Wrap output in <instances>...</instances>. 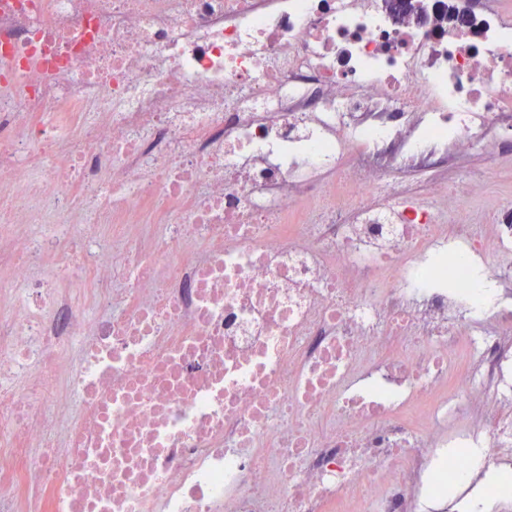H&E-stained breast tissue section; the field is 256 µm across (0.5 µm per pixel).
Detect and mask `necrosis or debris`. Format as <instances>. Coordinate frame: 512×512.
Masks as SVG:
<instances>
[{
  "label": "necrosis or debris",
  "instance_id": "1",
  "mask_svg": "<svg viewBox=\"0 0 512 512\" xmlns=\"http://www.w3.org/2000/svg\"><path fill=\"white\" fill-rule=\"evenodd\" d=\"M0 0V512H512V0ZM65 121H52L55 113ZM427 175L411 178L409 186L419 190L425 188L433 178L444 179L448 182V199L453 204L455 200L461 205L470 201L469 184L474 181H484L488 184L489 199L493 203L512 200V183L500 178L489 168L483 155L472 154L463 158L445 159L438 162Z\"/></svg>",
  "mask_w": 512,
  "mask_h": 512
}]
</instances>
